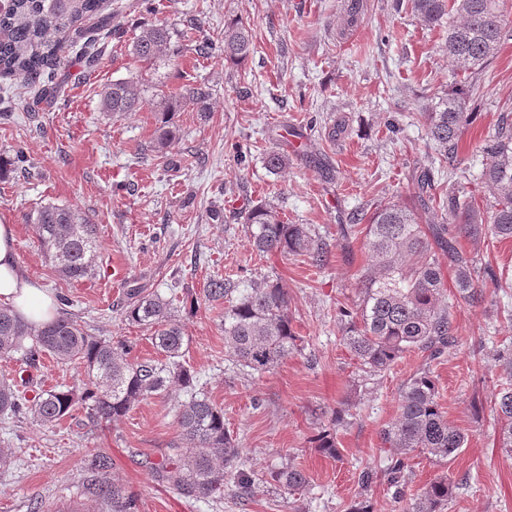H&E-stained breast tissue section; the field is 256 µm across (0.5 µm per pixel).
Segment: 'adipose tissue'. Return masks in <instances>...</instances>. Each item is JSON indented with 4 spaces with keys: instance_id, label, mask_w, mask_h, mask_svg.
<instances>
[{
    "instance_id": "obj_1",
    "label": "adipose tissue",
    "mask_w": 512,
    "mask_h": 512,
    "mask_svg": "<svg viewBox=\"0 0 512 512\" xmlns=\"http://www.w3.org/2000/svg\"><path fill=\"white\" fill-rule=\"evenodd\" d=\"M0 304L12 307L31 324L39 325L56 314V302L23 274L15 248L12 225L0 224Z\"/></svg>"
}]
</instances>
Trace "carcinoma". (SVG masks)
Returning a JSON list of instances; mask_svg holds the SVG:
<instances>
[{
	"label": "carcinoma",
	"mask_w": 512,
	"mask_h": 512,
	"mask_svg": "<svg viewBox=\"0 0 512 512\" xmlns=\"http://www.w3.org/2000/svg\"><path fill=\"white\" fill-rule=\"evenodd\" d=\"M105 0H11L0 12V73L17 75L37 87L33 103L54 98L57 87L39 82L42 73L54 69L65 54L80 47L88 66L101 59L99 32L112 28V12ZM420 23L434 27L448 20V59L460 73L486 67L512 31L507 29L500 0H412ZM254 50L251 28L239 21L224 24L220 52L224 62H244ZM170 53V34L165 24L148 26L133 45L134 57L147 65ZM478 86L456 88L437 97L418 113L427 135L435 144L439 168L454 175L453 159L459 142L477 113L469 111L468 97ZM141 98L137 82L114 79L103 91V105L114 114L133 112ZM481 178L491 198L487 217L481 216L473 198L461 188H448L441 207L448 223L427 228L412 210L393 202L377 204L370 215L350 213L351 235L356 225L366 223L363 248L369 258L357 282L356 308L340 309L347 318L343 342L358 359L360 371L378 375L408 352H417L431 362L458 343L457 330L448 312V279L441 257H448L454 275L456 301L475 307L485 300L482 281L488 277L500 290L512 288V275L491 267L477 266L476 257L461 248L458 238L477 241L487 235L512 239V129L502 118L500 131L481 147ZM418 193H430L438 183L430 167L413 175ZM36 224L41 248L65 281H80L94 274L97 228L81 212L55 204L39 208ZM253 248L263 255L306 256L316 267L327 262L326 250L304 224H290L269 203L253 206L246 216ZM204 301L224 305L225 357L233 365L264 373L298 350L299 337L288 314V289L278 279L240 282L213 278L203 288ZM122 315L125 321L147 328L164 362L150 365L128 359L130 347L121 342L96 339L75 318L60 315L35 327L7 307H0V357L19 353L31 365L42 356L67 364L84 365L85 378L65 389H51L24 400L12 380H0V413L29 415L42 426L53 427L78 408L88 410L96 423L126 415L132 405L176 385L186 399L179 404L178 424L184 448L168 450L159 471L162 478L183 495L220 501L224 479L234 477L236 494L246 501L254 480L243 469L239 449L224 426V411L196 391L197 377L187 365L188 340L171 308V302L140 288L128 293ZM506 381L496 395L501 447L512 449V349L498 353ZM380 441L389 453L385 469L389 484L406 481L407 455L419 452L439 461L453 460L463 448L465 435L451 427L440 404L437 381L423 368L403 385L399 413L382 429ZM312 447L336 458L335 431L323 428L311 439ZM89 469L95 475L98 497L112 503V512H137L136 499L110 479L112 458L102 450L91 454ZM270 478L287 490L308 484L305 472L290 463L270 472ZM448 477L431 481L404 512H444L453 497Z\"/></svg>",
	"instance_id": "obj_1"
}]
</instances>
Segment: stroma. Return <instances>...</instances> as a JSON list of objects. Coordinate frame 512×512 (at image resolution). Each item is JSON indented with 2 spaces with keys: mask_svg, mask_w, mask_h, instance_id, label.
I'll use <instances>...</instances> for the list:
<instances>
[{
  "mask_svg": "<svg viewBox=\"0 0 512 512\" xmlns=\"http://www.w3.org/2000/svg\"><path fill=\"white\" fill-rule=\"evenodd\" d=\"M107 49L92 68L75 54L62 60L66 80L57 99L30 111L21 77H0L11 102L0 117V156L23 151L27 161L0 174V224L15 227L18 261L49 294L70 299L69 313L89 332L124 341L135 362L161 356L149 330L121 315L126 292L141 288L172 301L188 338L185 359L202 378V392L224 411V425L254 484L250 500L225 495L196 501L161 481L154 468L167 448L182 445L178 393L136 402L122 418L89 423L75 411L53 427L32 420H0V439L15 456L0 465V512H29L42 500L49 512L72 500L81 512H112L98 499L82 467L103 448L111 477L137 499L138 512H348L368 496L375 512H402L407 498L449 475L456 486L447 512H512V456L498 446L494 395L502 382L498 350L512 345V292L487 285L478 307L449 308L458 345L425 363L406 354L385 373L363 378L343 343L340 308L357 298L367 264L363 236L342 239L346 215L380 201L412 207L424 225L443 223L441 208L424 209L412 180L430 167L436 151L416 114L458 87L448 62L447 25L422 26L396 0H112ZM200 20L206 37L224 40V23L240 19L253 32L254 51L239 67L220 54H196L183 32ZM166 22L174 59L137 62L132 44L143 27ZM130 78L141 89L137 111L104 110L101 90ZM480 114L459 143L454 162L477 201L488 192L477 147L492 138L503 113H512V39L476 75ZM210 87L208 118L184 99L171 116L176 134L154 152L162 124L161 94ZM288 154L284 173H268V152ZM274 203L292 224H304L327 245L325 268L307 257L263 256L253 250L245 216L258 201ZM53 203L78 210L97 226L98 257L91 278L68 283L45 258L29 219ZM281 279L300 349L263 374L236 368L224 356L221 306L183 304L185 291L201 293L213 278ZM430 366L449 423L467 441L455 460L437 462L412 453L403 496L384 470L379 432L397 416L403 384ZM80 366L43 358L29 366L0 358V377L15 380L26 398L81 379ZM346 412L336 430L339 458L321 455L308 439L333 410ZM292 462L308 486L288 491L269 474ZM374 473L362 487V472Z\"/></svg>",
  "mask_w": 512,
  "mask_h": 512,
  "instance_id": "35a3bbf8",
  "label": "stroma"
}]
</instances>
